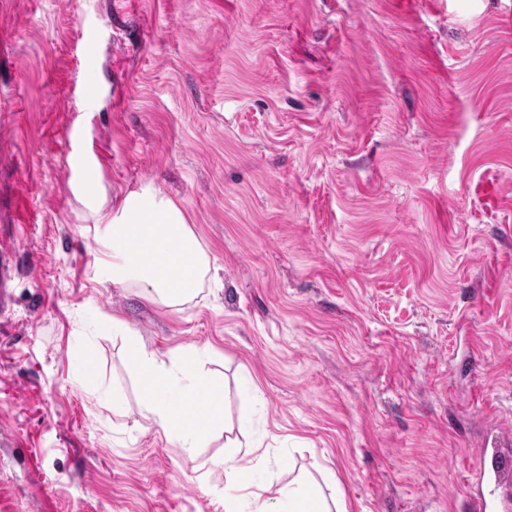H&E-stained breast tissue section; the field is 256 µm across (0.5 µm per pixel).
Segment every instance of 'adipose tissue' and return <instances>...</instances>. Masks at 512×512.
I'll list each match as a JSON object with an SVG mask.
<instances>
[{
	"instance_id": "ef3b65f1",
	"label": "adipose tissue",
	"mask_w": 512,
	"mask_h": 512,
	"mask_svg": "<svg viewBox=\"0 0 512 512\" xmlns=\"http://www.w3.org/2000/svg\"><path fill=\"white\" fill-rule=\"evenodd\" d=\"M102 243L111 255L103 271L113 285L134 284L151 300L178 305L194 298L209 261L183 211L152 189L126 195L105 221ZM127 359L138 377L146 416L180 447L209 440L224 415V387L201 375L199 353L175 365L130 339Z\"/></svg>"
}]
</instances>
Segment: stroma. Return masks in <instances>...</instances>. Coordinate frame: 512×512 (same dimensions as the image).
Returning a JSON list of instances; mask_svg holds the SVG:
<instances>
[{"label":"stroma","instance_id":"stroma-1","mask_svg":"<svg viewBox=\"0 0 512 512\" xmlns=\"http://www.w3.org/2000/svg\"><path fill=\"white\" fill-rule=\"evenodd\" d=\"M1 14L0 512H225L303 481L472 512L478 448L512 434V0ZM78 185L172 200L218 281L175 306L113 285ZM130 336L223 382L263 440L236 485L223 429L188 453L145 416Z\"/></svg>","mask_w":512,"mask_h":512}]
</instances>
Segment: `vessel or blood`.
<instances>
[{"mask_svg":"<svg viewBox=\"0 0 512 512\" xmlns=\"http://www.w3.org/2000/svg\"><path fill=\"white\" fill-rule=\"evenodd\" d=\"M473 477L482 488L481 493L473 497L474 512H500L501 501L487 497L484 489L488 486L499 488L512 484L511 437L497 435L482 444Z\"/></svg>","mask_w":512,"mask_h":512,"instance_id":"b4317fda","label":"vessel or blood"}]
</instances>
